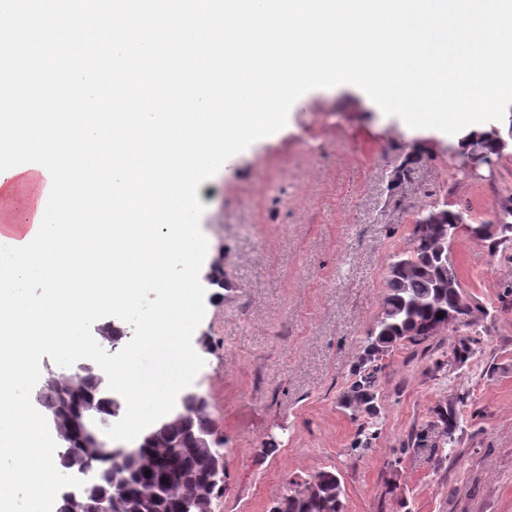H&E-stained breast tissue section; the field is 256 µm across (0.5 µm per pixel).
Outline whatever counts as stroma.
<instances>
[{"instance_id": "1", "label": "stroma", "mask_w": 512, "mask_h": 512, "mask_svg": "<svg viewBox=\"0 0 512 512\" xmlns=\"http://www.w3.org/2000/svg\"><path fill=\"white\" fill-rule=\"evenodd\" d=\"M457 144L357 86L314 89L201 183L205 262L224 273L206 290L193 382L224 440L213 512H270L322 471L339 474L344 512H512V245L460 234L448 260L471 326L380 356L375 412L342 400L416 213L444 202L480 223L512 196V147L466 175Z\"/></svg>"}]
</instances>
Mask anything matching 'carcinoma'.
I'll return each instance as SVG.
<instances>
[{
    "instance_id": "carcinoma-1",
    "label": "carcinoma",
    "mask_w": 512,
    "mask_h": 512,
    "mask_svg": "<svg viewBox=\"0 0 512 512\" xmlns=\"http://www.w3.org/2000/svg\"><path fill=\"white\" fill-rule=\"evenodd\" d=\"M470 216V211L450 210L446 204L433 205L417 215L413 247L390 259L381 311L374 323L381 335L367 334L364 349L368 357L379 356L400 343L417 345L437 336L448 325L450 311L462 317L472 313L459 280L448 282V272L442 268L448 245L453 242L452 228L465 224L471 236L494 247L511 243L512 197L500 203L492 220L474 224ZM493 224L501 228L492 232ZM379 371L376 365L365 369L350 386L347 401L375 410ZM116 398L104 377L86 363L68 377L47 373L36 394L40 406L52 410L66 405L72 414L71 431L59 439L56 462L72 474L89 471V481L78 489L84 512H96L99 500L112 497L146 502L151 512H212L218 484L210 481L224 464V440L213 438L207 446L200 441L202 434L212 433L208 400L172 427L145 433L136 446L120 449L130 453L131 460L114 479L112 456L91 455L84 447V435L112 419ZM86 403L95 407L91 420L79 414ZM343 495L338 476L322 471L300 488L288 489L271 512H343Z\"/></svg>"
}]
</instances>
